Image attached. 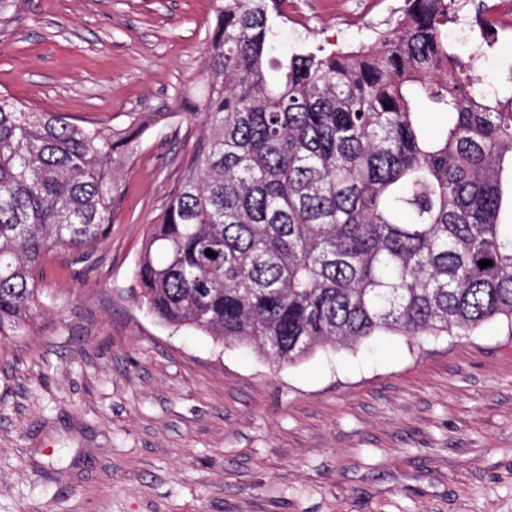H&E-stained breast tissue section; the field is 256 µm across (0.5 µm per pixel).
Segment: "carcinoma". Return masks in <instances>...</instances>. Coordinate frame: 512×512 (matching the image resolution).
<instances>
[{"label": "carcinoma", "mask_w": 512, "mask_h": 512, "mask_svg": "<svg viewBox=\"0 0 512 512\" xmlns=\"http://www.w3.org/2000/svg\"><path fill=\"white\" fill-rule=\"evenodd\" d=\"M21 5L0 0L1 33ZM460 8L405 0L375 47L272 64L282 0H224L201 135L135 266L140 305L277 367L379 333L512 324V93L483 96L448 42ZM474 19L481 39L497 33L486 8ZM145 131L0 96L1 337L29 331L56 249L92 268Z\"/></svg>", "instance_id": "1"}]
</instances>
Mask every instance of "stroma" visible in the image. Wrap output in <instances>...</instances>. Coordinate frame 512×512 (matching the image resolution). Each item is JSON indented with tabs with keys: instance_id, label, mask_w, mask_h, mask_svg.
Masks as SVG:
<instances>
[{
	"instance_id": "obj_1",
	"label": "stroma",
	"mask_w": 512,
	"mask_h": 512,
	"mask_svg": "<svg viewBox=\"0 0 512 512\" xmlns=\"http://www.w3.org/2000/svg\"><path fill=\"white\" fill-rule=\"evenodd\" d=\"M222 0H25L0 94L106 129L146 122L89 274L46 267L43 310L0 340V512H512V325L378 336L275 367L163 325L134 269L201 131ZM404 0H303L278 46L373 45ZM479 87L512 89V35L448 27Z\"/></svg>"
}]
</instances>
